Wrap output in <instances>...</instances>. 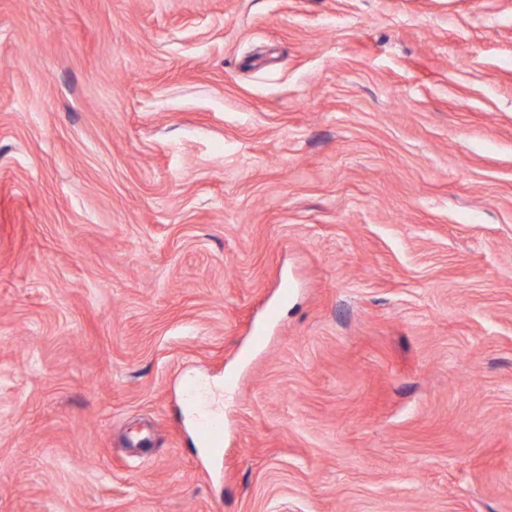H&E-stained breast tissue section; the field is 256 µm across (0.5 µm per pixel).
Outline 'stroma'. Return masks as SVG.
Returning <instances> with one entry per match:
<instances>
[{
	"label": "stroma",
	"instance_id": "stroma-1",
	"mask_svg": "<svg viewBox=\"0 0 512 512\" xmlns=\"http://www.w3.org/2000/svg\"><path fill=\"white\" fill-rule=\"evenodd\" d=\"M0 512H512V0H0Z\"/></svg>",
	"mask_w": 512,
	"mask_h": 512
}]
</instances>
